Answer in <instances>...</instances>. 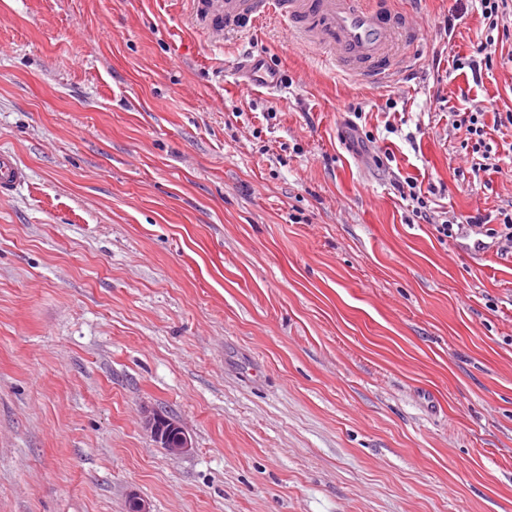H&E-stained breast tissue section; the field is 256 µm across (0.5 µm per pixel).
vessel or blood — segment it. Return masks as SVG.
Instances as JSON below:
<instances>
[{
	"label": "vessel or blood",
	"mask_w": 512,
	"mask_h": 512,
	"mask_svg": "<svg viewBox=\"0 0 512 512\" xmlns=\"http://www.w3.org/2000/svg\"><path fill=\"white\" fill-rule=\"evenodd\" d=\"M272 14L296 47L373 86L389 83L405 69L396 42L418 38L410 11L393 9L389 0H199L194 20L220 38L248 31ZM22 178L12 158L0 155V194L16 189Z\"/></svg>",
	"instance_id": "obj_1"
}]
</instances>
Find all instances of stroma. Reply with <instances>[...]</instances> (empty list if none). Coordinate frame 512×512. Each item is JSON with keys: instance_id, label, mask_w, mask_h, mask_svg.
Listing matches in <instances>:
<instances>
[{"instance_id": "stroma-1", "label": "stroma", "mask_w": 512, "mask_h": 512, "mask_svg": "<svg viewBox=\"0 0 512 512\" xmlns=\"http://www.w3.org/2000/svg\"><path fill=\"white\" fill-rule=\"evenodd\" d=\"M412 9L413 71L371 88L272 17L216 40L191 0H0L27 173L0 196V512H512V252L432 227L512 209V62L473 81L476 7ZM480 106L476 174L454 115ZM395 188L404 200H410L413 206L412 212L416 214L419 219L431 222L432 218L428 212V197L427 195L433 192L431 186L424 191L421 186L412 180H405L403 183H395ZM144 428L169 455H183L193 448L184 428L175 419L164 414L155 412L146 415Z\"/></svg>"}]
</instances>
